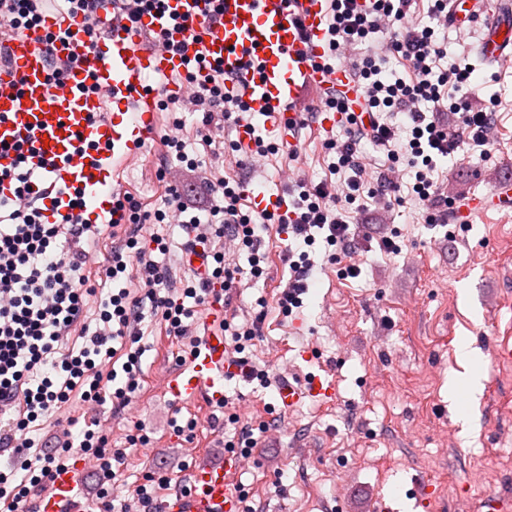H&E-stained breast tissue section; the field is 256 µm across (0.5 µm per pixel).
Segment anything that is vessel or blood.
<instances>
[{
    "label": "vessel or blood",
    "mask_w": 512,
    "mask_h": 512,
    "mask_svg": "<svg viewBox=\"0 0 512 512\" xmlns=\"http://www.w3.org/2000/svg\"><path fill=\"white\" fill-rule=\"evenodd\" d=\"M114 9L105 0L88 13L74 7L46 11L40 25L7 41L0 53V141L31 142L32 150L20 157L33 195L65 204L81 192L91 223L108 222L116 192L112 171L142 156L155 137L162 102L187 100L186 85L173 83V76L190 72L203 84L214 70H223L225 94L242 99L248 115L263 116L291 151L297 147L292 129L310 107L308 92L359 99L349 71L323 60L324 0H167L164 11L144 14L136 24L114 17ZM487 12L492 20L478 51L493 65L512 56V0H502L493 13L487 0H451L449 6L454 27L473 24ZM86 23L101 27L96 43L77 36ZM152 32L162 34L161 43H146ZM49 40L59 57L83 61L77 77L56 87L48 78ZM151 75L164 78V85L147 87ZM288 202L282 193L250 197L253 208L283 216ZM490 206H512V177L496 186L491 199L469 203L473 212ZM233 371L224 334L212 328L186 366L168 378L167 392L179 402L201 398L213 404L223 399ZM333 397V384L318 376L279 379L274 395L288 411ZM241 464V456L231 452L222 466L195 470V493L171 495L165 512H235L232 483ZM88 469L81 459L54 473L40 512H71Z\"/></svg>",
    "instance_id": "vessel-or-blood-1"
}]
</instances>
